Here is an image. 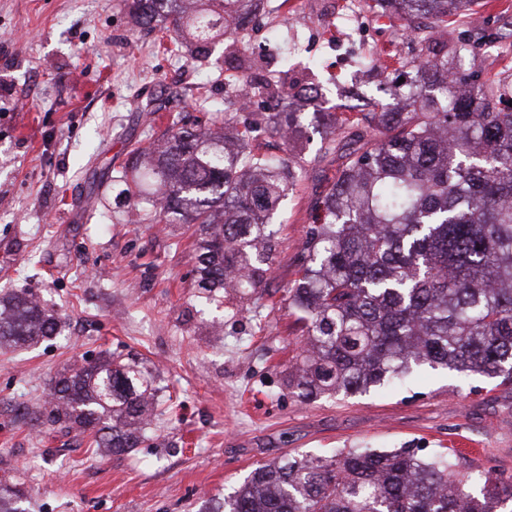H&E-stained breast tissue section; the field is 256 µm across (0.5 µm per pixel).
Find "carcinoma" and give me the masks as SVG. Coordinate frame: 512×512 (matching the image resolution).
I'll return each instance as SVG.
<instances>
[{
    "instance_id": "carcinoma-1",
    "label": "carcinoma",
    "mask_w": 512,
    "mask_h": 512,
    "mask_svg": "<svg viewBox=\"0 0 512 512\" xmlns=\"http://www.w3.org/2000/svg\"><path fill=\"white\" fill-rule=\"evenodd\" d=\"M401 12L422 44L411 65L408 112H367L361 151L318 203L299 277L287 289L302 324L290 385L311 401L364 393L403 380L412 367L512 381V79L469 82L460 62L430 49L432 30L478 0H377ZM135 25H161L170 41L211 56L238 52L257 0H120ZM290 60L254 81L275 112L253 124L282 140L281 156L249 148L231 121L194 128L175 115L161 141L132 151L126 169L136 210L152 224L195 227L197 288L244 295L266 281L276 250L271 220L294 184L302 133L290 111ZM60 317L33 294L0 297V346H29L60 333ZM36 411L48 429L90 433L112 456L136 447L158 389L144 365L112 355L75 362ZM456 452L343 448L263 464L212 512H500L512 479L456 470ZM21 483L0 484V512H28Z\"/></svg>"
}]
</instances>
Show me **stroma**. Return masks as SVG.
<instances>
[{
	"instance_id": "1",
	"label": "stroma",
	"mask_w": 512,
	"mask_h": 512,
	"mask_svg": "<svg viewBox=\"0 0 512 512\" xmlns=\"http://www.w3.org/2000/svg\"><path fill=\"white\" fill-rule=\"evenodd\" d=\"M343 0H264L237 61L216 45L206 60L174 48L166 31L134 29L118 0H0V291L28 288L62 315L60 337L0 347V479H22L29 512H201L260 464L341 448L478 445L459 472L512 477V383L422 367L369 392L304 402L288 384L301 330L286 290L300 265L316 204L360 145L361 112L401 106L417 45L400 15L363 0L362 23L398 61L386 76L361 69L365 43L334 20ZM499 36L487 46V33ZM469 38L494 49L489 75L512 74V0H486L449 22L433 46L447 55ZM289 56L293 90L321 61L320 105H298L304 167L274 218L277 250L264 288L201 297L193 231L140 223L119 198L132 150L171 122L170 91L186 114L250 120L265 99L232 94ZM336 117L335 147L311 129L314 109ZM109 352L145 362L159 400L147 435L119 457L86 435L50 430L34 412L73 360Z\"/></svg>"
}]
</instances>
